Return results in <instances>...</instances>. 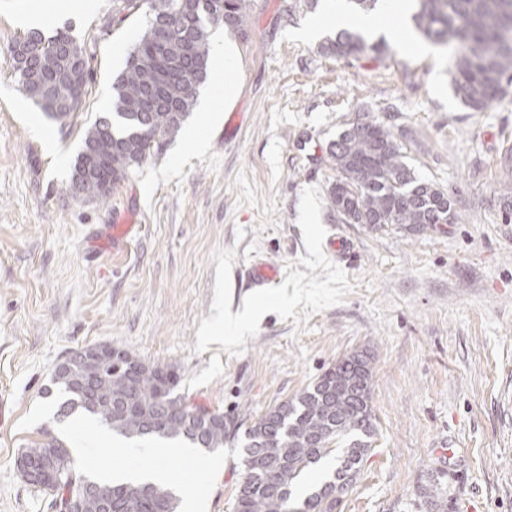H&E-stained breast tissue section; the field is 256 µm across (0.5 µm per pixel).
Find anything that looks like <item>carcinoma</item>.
<instances>
[{
    "label": "carcinoma",
    "mask_w": 512,
    "mask_h": 512,
    "mask_svg": "<svg viewBox=\"0 0 512 512\" xmlns=\"http://www.w3.org/2000/svg\"><path fill=\"white\" fill-rule=\"evenodd\" d=\"M144 4L150 24L113 84L112 116L87 130L75 165L88 174L84 199H106L118 181L178 134L197 88L209 77L211 28L234 30L245 19V0H127L126 9ZM411 20L429 41L456 46L454 89L466 107L484 111L512 85V0H415ZM368 46L360 32L343 30L321 50L345 57ZM369 47L383 51L378 43ZM12 59L18 83L39 111L62 119L80 110L92 72L86 49L67 30L52 36L29 30L13 42ZM329 155L340 177L327 202L347 223L411 229L458 223L448 193L416 177L403 145L379 120L349 124ZM372 377L368 352L354 351L311 388L255 420L245 431L235 512H336L372 446ZM51 384L60 396L58 416L79 412L128 441L179 440L214 451L235 428L223 413L190 405L178 392L174 371L137 358L55 372ZM25 452L48 464L52 484L45 493L52 497H63L74 485L92 486L81 495L79 512H106V496L112 512H177L170 483L100 484L52 435ZM333 453L332 476L301 507H292L300 478Z\"/></svg>",
    "instance_id": "carcinoma-1"
}]
</instances>
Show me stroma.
Here are the masks:
<instances>
[{
  "mask_svg": "<svg viewBox=\"0 0 512 512\" xmlns=\"http://www.w3.org/2000/svg\"><path fill=\"white\" fill-rule=\"evenodd\" d=\"M0 0V512H52L15 460L50 430L89 445L83 470L132 465L100 427L57 417L45 397L53 369L109 343L174 370L191 402L234 417L238 431L295 398L337 360L368 350L376 433L336 512H512V86L485 112L453 91V50L323 54L292 32L325 0H246L235 47L236 97L210 60L186 127L104 200L70 189L85 133L146 29L124 0ZM48 16L86 46L93 79L79 112H39L13 73L11 46L28 14ZM222 115L211 122L201 103ZM239 113L226 132L224 118ZM385 123L416 176L447 191L461 220L427 229L344 224L327 193L337 132L363 117ZM53 139L55 150L45 141ZM127 252L112 248L115 213ZM350 253L327 257L329 237ZM258 259L274 287H250ZM250 312L244 336L219 314ZM242 442L194 458L141 457L202 493L203 512H234Z\"/></svg>",
  "mask_w": 512,
  "mask_h": 512,
  "instance_id": "stroma-1",
  "label": "stroma"
}]
</instances>
